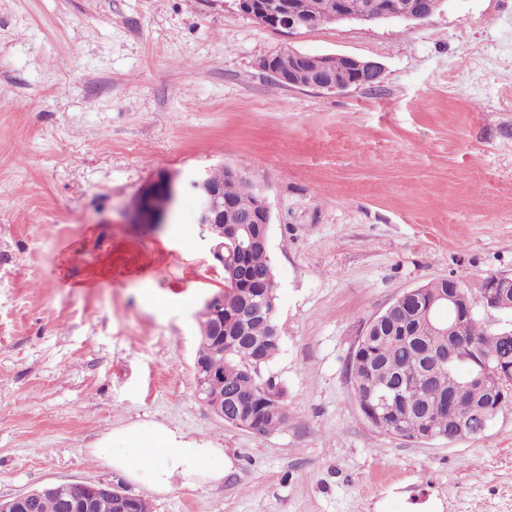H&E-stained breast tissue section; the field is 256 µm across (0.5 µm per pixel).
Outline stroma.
<instances>
[{"instance_id":"obj_1","label":"stroma","mask_w":512,"mask_h":512,"mask_svg":"<svg viewBox=\"0 0 512 512\" xmlns=\"http://www.w3.org/2000/svg\"><path fill=\"white\" fill-rule=\"evenodd\" d=\"M288 47L384 75L284 87L259 61ZM225 165L271 211L288 426L264 437L197 395L224 270L195 201L133 216L158 175ZM491 274L512 275V0L290 34L233 0H0V497L106 481L151 512H512V404L482 438L408 440L347 374L403 292ZM133 427L219 444L223 481L134 482L102 452Z\"/></svg>"}]
</instances>
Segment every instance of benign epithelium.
I'll return each mask as SVG.
<instances>
[{"instance_id":"1","label":"benign epithelium","mask_w":512,"mask_h":512,"mask_svg":"<svg viewBox=\"0 0 512 512\" xmlns=\"http://www.w3.org/2000/svg\"><path fill=\"white\" fill-rule=\"evenodd\" d=\"M239 10L271 30L292 32L302 28L357 20L364 24H374L379 20L411 19L423 21L430 14L422 8L413 14L400 11L396 0H388L385 10L379 14L354 16L349 13L345 2H339L337 11L326 19L305 20L295 15L283 0H236ZM336 55L309 56L293 49H284L264 57L261 69L283 86H291L294 69L309 65L313 77L309 87L327 92H342L350 88H360L378 81L383 75V67L375 61L344 57L345 73H336ZM228 172L238 180L254 197V206L249 214L239 222L224 221V186L211 182L209 172L198 173L185 181L175 177L160 175L152 187L135 206L138 222L141 224H163L178 197L191 194L197 202L196 222L208 227L212 237L211 253L219 265H224V254L232 255L233 266L224 277V286L208 298L204 310L210 312L214 323L210 331L211 341L216 350H224V295L239 294V289L250 288L252 295L242 301L234 313L241 317L244 326L231 332L233 336L248 335L247 323L261 320L267 324L268 335L279 340V328L272 321L273 299L263 289L255 287L256 278H246L252 254L269 253L270 211L265 198L254 191L250 175L244 171L228 168ZM445 288L437 295L428 296L422 287L406 292L392 302L383 312L388 315L404 303L415 304L420 311V332L438 331L452 336L445 349H431L428 356L448 368L457 363L473 359V343L460 336V326L472 316L476 305L486 311H506L512 306V277L492 275L484 280L478 294L471 295L454 278H445ZM195 371L199 375L198 395L200 401L216 417L224 422L260 434L255 419L242 417L244 407L256 405L251 391L231 390L224 394V382L211 377L206 371L205 362L195 359ZM512 386V366L497 371L492 398L487 403L469 402L463 391L448 395L440 405L448 407V423L452 425L450 440L474 438L473 419L485 411L497 413L505 403V391ZM391 396L388 389H372L364 395L356 396L359 407L366 419L375 427L387 430L389 417L383 409L384 402ZM236 404V409H224V399ZM45 495L56 496L65 512H99L107 508L109 512H148L147 501L119 486L107 482L58 483L10 498H0V512H38L40 501Z\"/></svg>"}]
</instances>
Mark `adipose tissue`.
Instances as JSON below:
<instances>
[{"instance_id":"adipose-tissue-1","label":"adipose tissue","mask_w":512,"mask_h":512,"mask_svg":"<svg viewBox=\"0 0 512 512\" xmlns=\"http://www.w3.org/2000/svg\"><path fill=\"white\" fill-rule=\"evenodd\" d=\"M112 465L155 492L167 491L174 479L209 482L224 476V451L183 444L174 432L135 434L127 453L113 454Z\"/></svg>"}]
</instances>
